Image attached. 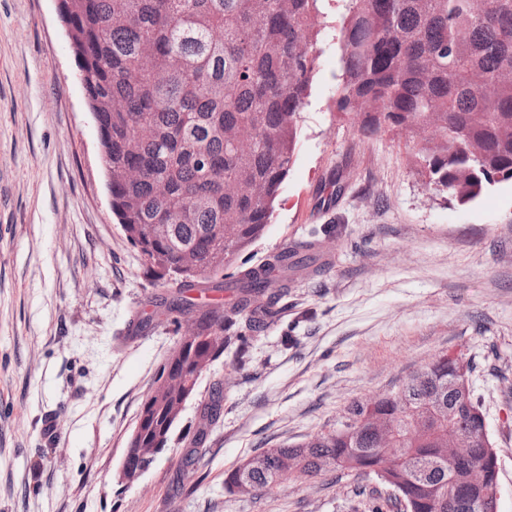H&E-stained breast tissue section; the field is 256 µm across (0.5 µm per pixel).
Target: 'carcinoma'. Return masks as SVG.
Returning a JSON list of instances; mask_svg holds the SVG:
<instances>
[{
    "label": "carcinoma",
    "instance_id": "obj_1",
    "mask_svg": "<svg viewBox=\"0 0 512 512\" xmlns=\"http://www.w3.org/2000/svg\"><path fill=\"white\" fill-rule=\"evenodd\" d=\"M343 83L339 110L370 136L403 131L422 139L417 165L461 204L512 181V0H343ZM326 0H60L86 96L111 173L112 212L146 272L173 274L169 312L198 322L186 353L169 352L144 401L142 447L168 438L176 372L196 390V373L235 348L244 358L252 334L281 311L288 278L316 261L300 242L258 266L224 268L269 224L288 176L300 115L315 70L314 45ZM137 169L140 177L126 178ZM168 226L159 240L151 231ZM193 268L181 270L183 253ZM229 288L228 305L209 294ZM469 364L446 354L398 390L353 402L340 428L296 445L271 446L229 471L224 485L262 493L291 478L341 468L374 475L392 491L352 490L364 512H448V465L426 477L421 460L439 455L450 435L489 442L472 392H452ZM220 397L204 405L182 475H190ZM388 420L399 462L362 423Z\"/></svg>",
    "mask_w": 512,
    "mask_h": 512
}]
</instances>
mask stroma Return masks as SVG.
<instances>
[{"label":"stroma","instance_id":"35a3bbf8","mask_svg":"<svg viewBox=\"0 0 512 512\" xmlns=\"http://www.w3.org/2000/svg\"><path fill=\"white\" fill-rule=\"evenodd\" d=\"M341 0L317 68L262 263L316 241L324 271L294 277L246 364L228 351L198 381L169 448L133 486L119 471L141 405L179 339L135 332L169 293L112 212L98 131L55 0H0V512H353L354 473L286 480L258 498L226 473L260 449L339 428L351 402L395 391L446 353L499 458L512 512V181L460 205L414 164L420 139L364 135L338 111ZM223 400L191 480L180 465L215 390Z\"/></svg>","mask_w":512,"mask_h":512}]
</instances>
